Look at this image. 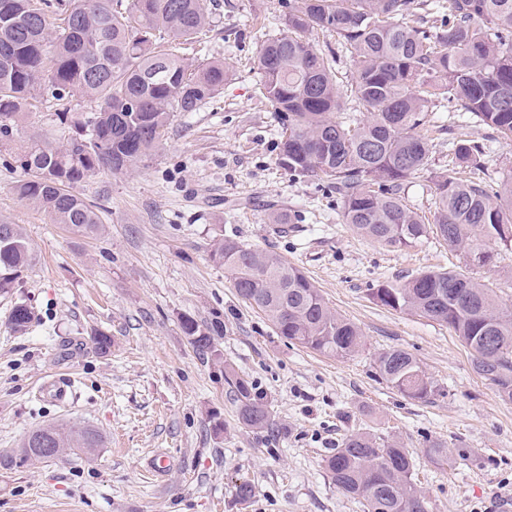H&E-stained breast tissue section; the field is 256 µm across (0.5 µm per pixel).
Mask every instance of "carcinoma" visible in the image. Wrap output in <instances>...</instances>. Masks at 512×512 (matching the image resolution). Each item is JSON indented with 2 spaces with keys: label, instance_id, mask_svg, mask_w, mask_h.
Segmentation results:
<instances>
[{
  "label": "carcinoma",
  "instance_id": "obj_1",
  "mask_svg": "<svg viewBox=\"0 0 512 512\" xmlns=\"http://www.w3.org/2000/svg\"><path fill=\"white\" fill-rule=\"evenodd\" d=\"M281 31L255 59L259 94L282 126L278 164L289 173L327 181L344 223L389 248L412 247L434 234L448 249L485 266L488 245L512 246V174L497 188L463 176L480 167L481 147L452 146L455 176L435 181L428 222L404 204V184L432 173L433 145L420 134L430 106L448 104L512 141V0H444L428 29L410 24L418 0H288ZM213 19L202 0H0V143L13 138L23 107L49 96L88 98L86 116L58 113L71 129L65 142L41 139L16 157L28 178L18 197L54 223L90 235L102 230L94 205L74 191L89 175L135 167L155 151L177 112H194L224 91V61L200 62L183 50ZM334 33L352 67L337 82L336 54L307 38ZM367 114L349 125L336 117L346 101ZM237 296L262 311L277 333L336 359L362 350L358 325L330 308L299 268L280 256L221 239L211 252ZM34 260L19 224H0V294L12 292ZM378 304L422 314L448 326L472 356L474 370L512 402V311L491 290L455 271H427L400 284L372 289ZM31 308L14 304L10 324L23 332ZM182 330L200 351L213 349L222 330L186 318ZM381 377L402 395L428 401L443 390L411 353L390 349L375 360ZM224 383L243 424L272 425L267 395L224 363ZM90 425H45L30 431L0 463L44 461L53 448H100ZM336 487L364 512H429L414 482L409 450L368 432L345 436L324 460Z\"/></svg>",
  "mask_w": 512,
  "mask_h": 512
}]
</instances>
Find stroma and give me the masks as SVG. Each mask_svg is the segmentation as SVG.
<instances>
[{
    "mask_svg": "<svg viewBox=\"0 0 512 512\" xmlns=\"http://www.w3.org/2000/svg\"><path fill=\"white\" fill-rule=\"evenodd\" d=\"M218 28L190 53L224 60L223 93L176 113L163 141L133 171L101 170L76 187L95 205L102 233L80 235L53 223L14 192L24 179L15 156L36 136L60 142L68 128L55 101L27 107L0 148V222L22 225L36 259L12 294L0 296V455L38 427L86 424L103 446L32 466L0 467V512H363L336 488L323 459L341 439L367 430L396 439L415 458L429 512H512V403L473 369L447 326L381 306L372 288L450 269L488 284L512 306V250L493 248L489 265L435 239L386 249L344 224L327 183L288 174L277 161L282 130L256 93L252 60L282 27V0H203ZM434 145L433 171L405 183V202L434 212V179L448 151L467 136L483 147L481 176L512 171V143L466 112L437 107L421 129ZM294 227L268 223L273 211ZM281 256L300 268L328 305L360 326L365 345L333 359L278 336L263 313L236 295L211 258L217 240ZM32 307L29 330L14 333V302ZM224 324L215 347L268 395L273 426L253 430L211 353L194 348L181 321ZM112 337L94 352L90 338ZM410 352L441 386L430 401L409 399L383 381L378 353ZM69 386L65 399L47 391ZM433 442L455 444L436 463ZM165 455L162 475L148 473ZM251 482L248 506L235 489Z\"/></svg>",
    "mask_w": 512,
    "mask_h": 512,
    "instance_id": "1",
    "label": "stroma"
}]
</instances>
